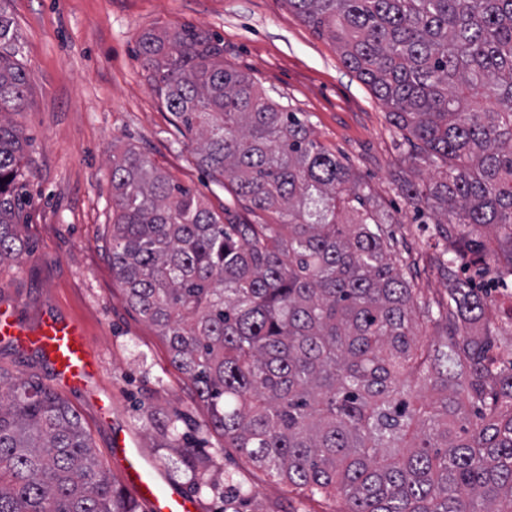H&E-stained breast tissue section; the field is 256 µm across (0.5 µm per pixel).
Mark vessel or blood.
<instances>
[{
    "instance_id": "obj_1",
    "label": "vessel or blood",
    "mask_w": 512,
    "mask_h": 512,
    "mask_svg": "<svg viewBox=\"0 0 512 512\" xmlns=\"http://www.w3.org/2000/svg\"><path fill=\"white\" fill-rule=\"evenodd\" d=\"M0 335L15 338L23 346L45 353L55 378L70 386L83 385L91 375L93 357L81 326L74 321L49 316L37 328L28 329L15 316H3L0 317ZM124 455L127 466L123 483L146 504L149 512H198L194 499L164 486L159 469L147 461L139 449H125Z\"/></svg>"
}]
</instances>
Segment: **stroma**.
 Wrapping results in <instances>:
<instances>
[{
	"instance_id": "stroma-1",
	"label": "stroma",
	"mask_w": 512,
	"mask_h": 512,
	"mask_svg": "<svg viewBox=\"0 0 512 512\" xmlns=\"http://www.w3.org/2000/svg\"><path fill=\"white\" fill-rule=\"evenodd\" d=\"M6 7L16 60L30 78L15 120L29 139L33 205L19 226L27 251L0 265V310L31 328L49 315L79 323L95 368L85 385L70 387L54 379L42 353L0 340V369L66 400L111 479L121 477V447L139 448L199 512L228 504L234 512H340L341 501L288 485L206 427V410L166 342L112 273V152L136 148L213 208L232 207L231 193L196 166L137 55L140 35L151 29L185 25L219 35L225 64L307 115L314 138L378 190L398 220L397 236L420 257L417 287L425 299L442 300L448 282L431 263L434 240L393 188L410 171L386 107L286 0H8ZM188 445L210 459L208 470H193Z\"/></svg>"
}]
</instances>
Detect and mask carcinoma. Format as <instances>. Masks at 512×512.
Returning a JSON list of instances; mask_svg holds the SVG:
<instances>
[{
	"instance_id": "carcinoma-1",
	"label": "carcinoma",
	"mask_w": 512,
	"mask_h": 512,
	"mask_svg": "<svg viewBox=\"0 0 512 512\" xmlns=\"http://www.w3.org/2000/svg\"><path fill=\"white\" fill-rule=\"evenodd\" d=\"M287 2L389 108L408 162L435 168L397 188L434 224L448 300H418V261L375 189L192 27L143 33L140 56L244 219L129 147L112 155V273L206 425L257 466L343 512H512V352L496 345L512 313L459 275L488 261L512 277V0ZM12 39L0 6V264L26 251L31 203ZM419 319L434 328L421 346ZM137 510L76 411L0 369V512Z\"/></svg>"
}]
</instances>
